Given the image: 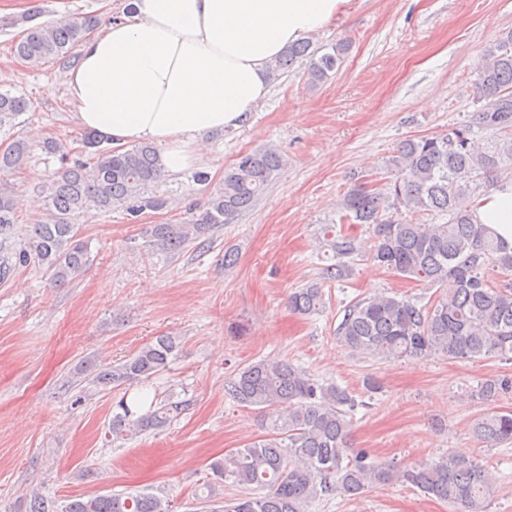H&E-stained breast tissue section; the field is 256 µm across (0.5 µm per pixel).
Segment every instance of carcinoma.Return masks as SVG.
Here are the masks:
<instances>
[{"label": "carcinoma", "mask_w": 512, "mask_h": 512, "mask_svg": "<svg viewBox=\"0 0 512 512\" xmlns=\"http://www.w3.org/2000/svg\"><path fill=\"white\" fill-rule=\"evenodd\" d=\"M95 26L91 17L38 23L24 31L14 52L32 67L56 60L68 69L77 62L75 47ZM346 50L338 43L322 53L302 40L269 63V74L277 80L305 60L308 83L317 86L338 71ZM475 89L486 101L485 109L476 113V124L495 134L493 146L481 148L469 126L441 136L406 139L388 161L393 179L380 186L353 179L341 202L342 227H323L325 246L336 257V263L324 269L325 281L344 283L353 275V261L362 246L350 228L367 224L374 235L367 252L370 262L441 291L429 306L397 295L347 304L336 335L355 354L387 362L436 354L512 359V249L479 223L473 211L480 180L512 181V30L502 33L487 51ZM28 108L26 99L0 93V131L16 128ZM83 152L84 159L37 186L48 200V217L27 225L10 249L3 244L14 235L16 202L0 193L1 281L15 269L37 263L51 273L55 286L68 285L90 262L72 219L91 204L100 211L123 209L132 215L165 206L153 195L163 176L161 151L155 145L114 149L104 136L88 132ZM29 153L23 139L11 138L0 149V171L23 168ZM281 165L282 157L273 149L241 156L224 172L223 187L191 222L146 228L149 245L165 253L179 251L211 227L228 223L252 206ZM402 208L448 220L419 224L399 216ZM288 306L301 315L321 312V284L295 290ZM176 348L173 337L160 336L123 363L90 366V384L110 392L151 378L168 366ZM511 387L506 378L487 380L473 397L492 402ZM227 393L237 403L257 408L269 433L210 465L214 480L248 490L212 512H306L316 501L336 495L357 498L373 484L396 483L409 484L458 512H487L495 484L484 468L451 452L401 467L353 450L349 439L356 400L346 389L323 384L286 360L262 359L240 368L228 382ZM115 408L110 432L132 437L164 428L185 405L169 398L142 412L123 397ZM472 432L483 443L512 445V410L489 409L473 422ZM27 512H171V504L162 492L147 489L75 497L62 506L34 492Z\"/></svg>", "instance_id": "carcinoma-1"}]
</instances>
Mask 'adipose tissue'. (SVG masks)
<instances>
[{
	"instance_id": "1",
	"label": "adipose tissue",
	"mask_w": 512,
	"mask_h": 512,
	"mask_svg": "<svg viewBox=\"0 0 512 512\" xmlns=\"http://www.w3.org/2000/svg\"><path fill=\"white\" fill-rule=\"evenodd\" d=\"M349 0H132L124 21L85 39L64 75L75 118L113 144L163 146L166 171L201 155L206 135L238 126L269 92L268 63L325 30ZM512 246V183L474 203Z\"/></svg>"
}]
</instances>
